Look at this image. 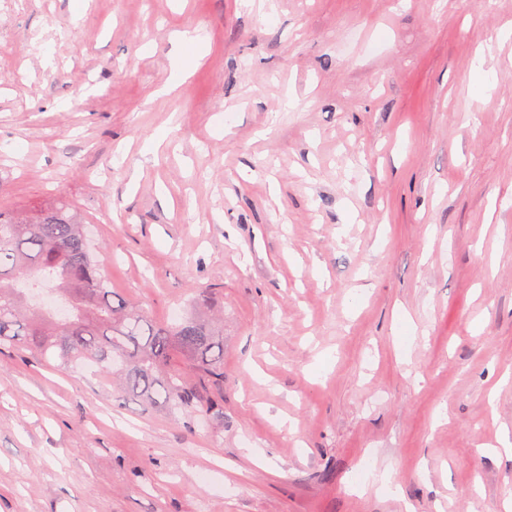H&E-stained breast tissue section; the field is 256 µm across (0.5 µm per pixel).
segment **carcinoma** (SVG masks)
<instances>
[{
    "label": "carcinoma",
    "instance_id": "carcinoma-1",
    "mask_svg": "<svg viewBox=\"0 0 512 512\" xmlns=\"http://www.w3.org/2000/svg\"><path fill=\"white\" fill-rule=\"evenodd\" d=\"M44 281L67 299L65 317L30 303L26 287ZM193 304L197 312L178 323H153L112 291L72 205H0V344L54 359L62 371L92 361L102 374L120 377L124 397L219 420L224 331L203 316L207 290H197Z\"/></svg>",
    "mask_w": 512,
    "mask_h": 512
}]
</instances>
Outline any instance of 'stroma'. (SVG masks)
<instances>
[{
	"mask_svg": "<svg viewBox=\"0 0 512 512\" xmlns=\"http://www.w3.org/2000/svg\"><path fill=\"white\" fill-rule=\"evenodd\" d=\"M53 195L153 322L211 290L224 419L1 349L0 512H503L512 0H0V204Z\"/></svg>",
	"mask_w": 512,
	"mask_h": 512,
	"instance_id": "stroma-1",
	"label": "stroma"
}]
</instances>
